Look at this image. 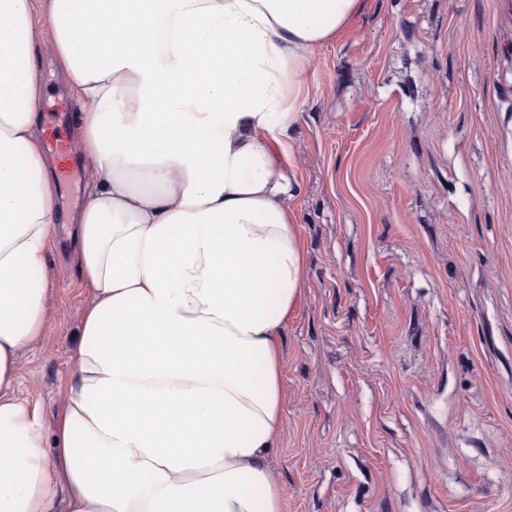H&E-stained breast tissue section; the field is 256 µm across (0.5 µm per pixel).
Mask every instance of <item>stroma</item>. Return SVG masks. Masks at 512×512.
Segmentation results:
<instances>
[{
	"mask_svg": "<svg viewBox=\"0 0 512 512\" xmlns=\"http://www.w3.org/2000/svg\"><path fill=\"white\" fill-rule=\"evenodd\" d=\"M312 66L269 458L286 512H512V0H369ZM59 72L40 112L71 141ZM46 274L18 392L51 419L90 292L59 253Z\"/></svg>",
	"mask_w": 512,
	"mask_h": 512,
	"instance_id": "35a3bbf8",
	"label": "stroma"
}]
</instances>
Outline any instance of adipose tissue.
<instances>
[{"mask_svg":"<svg viewBox=\"0 0 512 512\" xmlns=\"http://www.w3.org/2000/svg\"><path fill=\"white\" fill-rule=\"evenodd\" d=\"M364 0H0V512H284L280 336L311 59ZM49 22L42 34L37 17ZM86 201L43 147L42 47ZM64 240L92 299L54 425L15 393ZM60 67L57 62H53L49 57L44 60L43 83L41 87L40 112L45 125L48 124L50 115H54L56 120L62 126L63 133L68 142L74 149V162L69 172L63 176L62 192L63 202L72 210H78L86 200V183L88 173L85 165H80L77 161V145L75 142V130L73 121L70 119L75 116V112H83L82 105L71 98L63 85L60 75ZM65 103L69 112H59L57 105Z\"/></svg>","mask_w":512,"mask_h":512,"instance_id":"adipose-tissue-1","label":"adipose tissue"}]
</instances>
